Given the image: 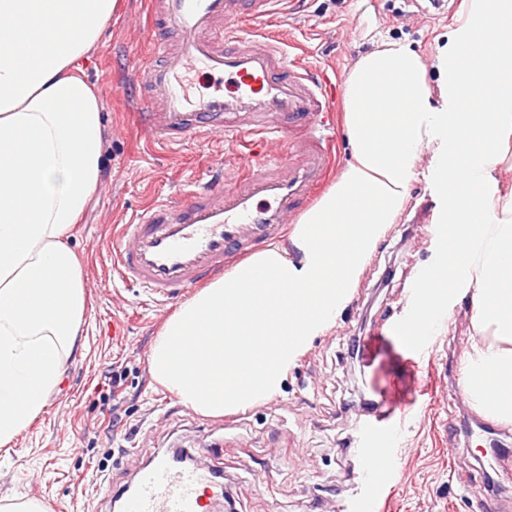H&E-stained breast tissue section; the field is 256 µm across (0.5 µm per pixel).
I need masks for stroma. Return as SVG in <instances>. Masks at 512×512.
<instances>
[{
    "mask_svg": "<svg viewBox=\"0 0 512 512\" xmlns=\"http://www.w3.org/2000/svg\"><path fill=\"white\" fill-rule=\"evenodd\" d=\"M96 51L82 67L99 92L107 145L101 185L69 240L83 270L86 308L82 355L69 362L40 415L8 447H0V501L45 504L49 512H113L105 489L132 484L127 460L141 463L182 449L224 475L231 512H336L356 480L349 442L378 379L403 389L421 379L430 389L406 431L390 512H512V480L488 484L490 443L512 449V422L495 421L494 440L470 434L484 415L454 395L473 341L469 300L449 302L448 326L428 340L418 370L398 348L380 351L369 368L352 352L355 337L387 327L409 306L415 274L436 258L425 207L437 198L418 167L408 201L367 261L335 325L297 356L280 393L214 418L185 408L151 376L150 349L173 306L160 307L112 269V233L155 198L205 177L223 135L179 150L154 144L136 114L139 89L129 77L147 60V0H119ZM403 0H309L303 12L266 22L312 48L313 67L347 74L383 40L404 41L432 56L454 18L435 14L398 20ZM240 449L224 447L228 438Z\"/></svg>",
    "mask_w": 512,
    "mask_h": 512,
    "instance_id": "35a3bbf8",
    "label": "stroma"
}]
</instances>
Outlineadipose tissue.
I'll use <instances>...</instances> for the list:
<instances>
[{"label":"adipose tissue","instance_id":"obj_1","mask_svg":"<svg viewBox=\"0 0 512 512\" xmlns=\"http://www.w3.org/2000/svg\"><path fill=\"white\" fill-rule=\"evenodd\" d=\"M117 0H0V446L43 411L85 311L68 239L96 192L102 105L81 67ZM438 80L429 83V71ZM352 159L298 218L182 304L152 346L153 379L218 417L280 391L294 357L336 322L402 211L420 162L440 191V254L405 323L435 335L470 294L466 395L512 421V0H465L432 57L384 42L354 62Z\"/></svg>","mask_w":512,"mask_h":512}]
</instances>
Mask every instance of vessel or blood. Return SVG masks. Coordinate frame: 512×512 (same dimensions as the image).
Segmentation results:
<instances>
[{"label":"vessel or blood","instance_id":"vessel-or-blood-1","mask_svg":"<svg viewBox=\"0 0 512 512\" xmlns=\"http://www.w3.org/2000/svg\"><path fill=\"white\" fill-rule=\"evenodd\" d=\"M282 2L149 0L153 24L173 25L178 38L153 42V61L138 78L148 93L143 128L172 147L221 133L234 150L207 178L155 201L115 237V271L155 302L182 300L284 232L339 166V77L289 58L279 35L228 25L263 21ZM196 66L232 81V90L191 92L185 75ZM383 339L398 342L412 365L424 349L397 321L365 346ZM414 397L379 391L352 442L359 476L339 512H385ZM215 486L213 468L186 467L164 453L138 470L123 512H202Z\"/></svg>","mask_w":512,"mask_h":512}]
</instances>
